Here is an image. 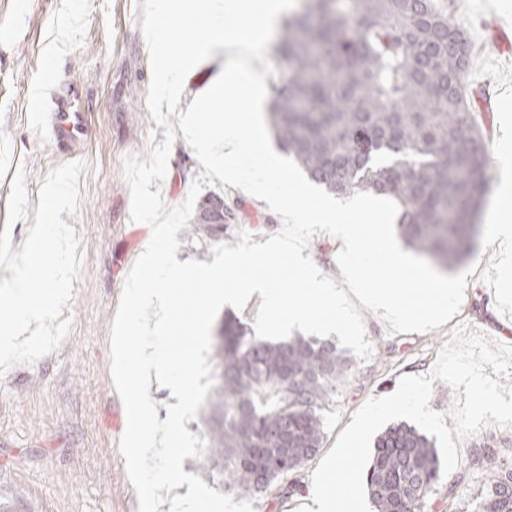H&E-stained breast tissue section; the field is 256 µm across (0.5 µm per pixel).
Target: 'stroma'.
<instances>
[{
  "label": "stroma",
  "mask_w": 512,
  "mask_h": 512,
  "mask_svg": "<svg viewBox=\"0 0 512 512\" xmlns=\"http://www.w3.org/2000/svg\"><path fill=\"white\" fill-rule=\"evenodd\" d=\"M142 0H0V231L9 230L20 251L39 204L40 187L53 168L81 162L80 202L65 221L80 240L83 260L73 296L62 310L70 327L59 346L32 364L0 374V487L18 489L17 512H139L119 440L127 425L110 369L111 327L123 281L151 239L148 225L130 218L127 155L147 157L164 140L147 108L151 68L141 31ZM449 19L472 43L464 85L471 111L496 153L512 149L504 129V105L512 106V50H494L496 34L512 41V0H441ZM52 63L56 83L69 85L74 104L85 112L88 130L71 149H58L35 112L49 111L56 84L43 78ZM496 94L500 110L486 112L482 100ZM184 137L171 149L160 191L171 206L182 203L203 173ZM25 175L27 220L10 222L9 197L17 173ZM216 192L234 202L240 215L226 225L224 241L238 231L265 242L281 227L265 201L225 184ZM504 248L483 225L465 263L471 271L458 314L428 333L389 335L387 325L363 311L369 360H354L324 412V449H331L367 400L392 394L401 376L429 372L454 326L507 342L512 337V299L500 300L512 279ZM512 448V426H488L459 443L460 466L444 477L436 508L464 512L482 487L470 471L474 449ZM461 490L449 494L450 484Z\"/></svg>",
  "instance_id": "1"
}]
</instances>
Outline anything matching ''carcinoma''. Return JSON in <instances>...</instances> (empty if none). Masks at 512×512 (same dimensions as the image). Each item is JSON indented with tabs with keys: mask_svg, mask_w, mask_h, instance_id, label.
<instances>
[{
	"mask_svg": "<svg viewBox=\"0 0 512 512\" xmlns=\"http://www.w3.org/2000/svg\"><path fill=\"white\" fill-rule=\"evenodd\" d=\"M454 28L437 0H300L275 41L291 75L268 112L310 181L339 197L392 198L403 243L445 270L472 251L473 214L490 190L487 141L464 93L472 45L448 44ZM238 219L224 195L209 194L185 233L221 243ZM212 359L200 475L244 500L283 480L296 490L321 448L323 411L352 370L348 352L329 339H261L228 317ZM470 467L485 474L470 512H512L504 451L481 448ZM442 478L434 442L416 427L377 437L366 475L374 512H432Z\"/></svg>",
	"mask_w": 512,
	"mask_h": 512,
	"instance_id": "carcinoma-1",
	"label": "carcinoma"
}]
</instances>
